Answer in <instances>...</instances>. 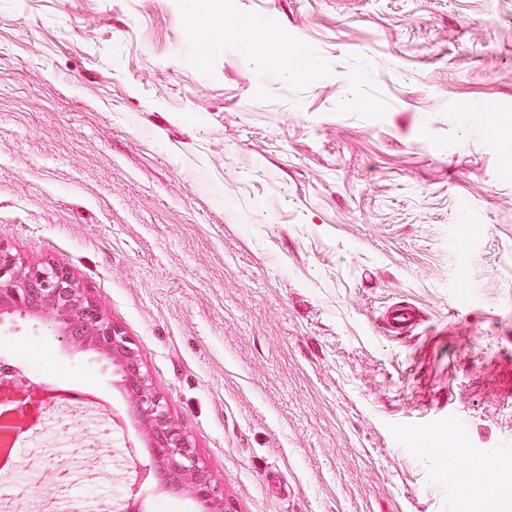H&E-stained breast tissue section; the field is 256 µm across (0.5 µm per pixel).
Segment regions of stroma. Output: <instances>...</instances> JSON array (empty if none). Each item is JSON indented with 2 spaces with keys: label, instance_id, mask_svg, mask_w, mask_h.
Masks as SVG:
<instances>
[{
  "label": "stroma",
  "instance_id": "obj_1",
  "mask_svg": "<svg viewBox=\"0 0 512 512\" xmlns=\"http://www.w3.org/2000/svg\"><path fill=\"white\" fill-rule=\"evenodd\" d=\"M243 21L266 70L211 36ZM510 157L512 0H0V248L68 269L135 344L224 512L512 499ZM18 349L111 397L149 471L75 485L79 512H202L117 364L28 318L0 326Z\"/></svg>",
  "mask_w": 512,
  "mask_h": 512
}]
</instances>
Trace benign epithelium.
Here are the masks:
<instances>
[{
	"mask_svg": "<svg viewBox=\"0 0 512 512\" xmlns=\"http://www.w3.org/2000/svg\"><path fill=\"white\" fill-rule=\"evenodd\" d=\"M15 315L44 317L63 338L94 347L117 362L135 408L170 480L204 502L205 512H224V499L211 487L189 437L171 423L139 356L124 332L102 314L73 276L54 265L25 266L0 248V325Z\"/></svg>",
	"mask_w": 512,
	"mask_h": 512,
	"instance_id": "obj_1",
	"label": "benign epithelium"
}]
</instances>
